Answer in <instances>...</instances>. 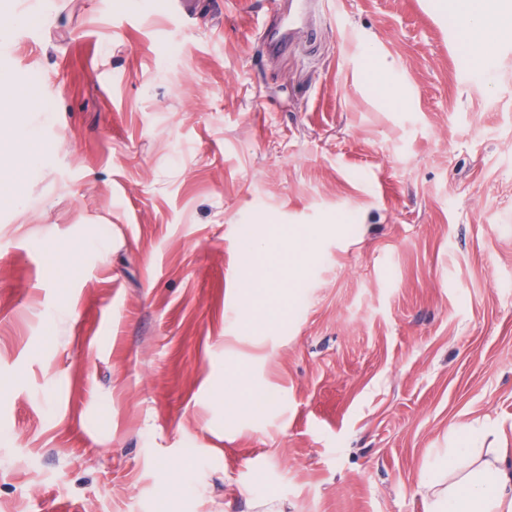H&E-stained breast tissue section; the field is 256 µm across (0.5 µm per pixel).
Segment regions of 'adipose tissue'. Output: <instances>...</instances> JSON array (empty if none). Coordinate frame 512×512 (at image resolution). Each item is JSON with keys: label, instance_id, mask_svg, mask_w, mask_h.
I'll return each mask as SVG.
<instances>
[{"label": "adipose tissue", "instance_id": "ef3b65f1", "mask_svg": "<svg viewBox=\"0 0 512 512\" xmlns=\"http://www.w3.org/2000/svg\"><path fill=\"white\" fill-rule=\"evenodd\" d=\"M451 12L466 19L464 41L482 60L512 26V0H450ZM483 432L468 426L451 451L436 456L423 488L427 512H512V469L501 448L482 449Z\"/></svg>", "mask_w": 512, "mask_h": 512}]
</instances>
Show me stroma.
<instances>
[{"label": "stroma", "instance_id": "obj_1", "mask_svg": "<svg viewBox=\"0 0 512 512\" xmlns=\"http://www.w3.org/2000/svg\"><path fill=\"white\" fill-rule=\"evenodd\" d=\"M284 6L0 0L31 153L0 173V512H163L172 471L178 512H426L466 425L512 449V42L468 64L436 0H318L273 56ZM254 228L315 234L258 299ZM312 3L309 0H291L286 12L265 23L262 39L268 52L279 53L288 47V41L298 32L310 34L314 30L308 19ZM85 248V243L71 242L55 247L53 250L55 260L51 264L53 276L59 277L63 270L73 267L78 262ZM305 271L303 257L292 261L270 264L256 270H250L247 279L243 282L246 288H259L273 279L295 280L300 278Z\"/></svg>", "mask_w": 512, "mask_h": 512}]
</instances>
